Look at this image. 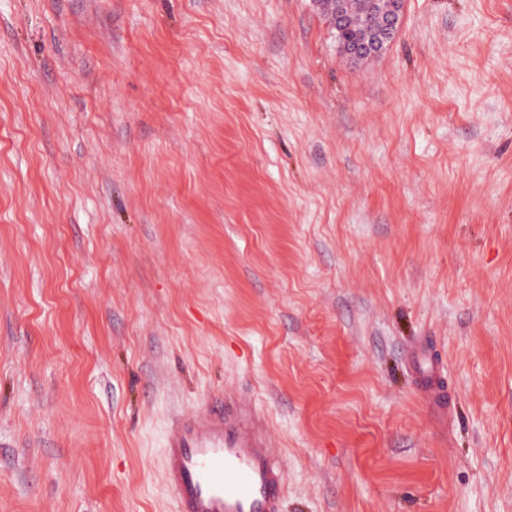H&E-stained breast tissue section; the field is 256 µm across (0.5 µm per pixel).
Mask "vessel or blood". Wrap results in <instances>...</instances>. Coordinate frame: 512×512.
Returning a JSON list of instances; mask_svg holds the SVG:
<instances>
[{"label": "vessel or blood", "mask_w": 512, "mask_h": 512, "mask_svg": "<svg viewBox=\"0 0 512 512\" xmlns=\"http://www.w3.org/2000/svg\"><path fill=\"white\" fill-rule=\"evenodd\" d=\"M419 367L429 403L445 412L442 365L423 357ZM164 476L175 512H284L286 471L249 403L216 399L176 417L166 434Z\"/></svg>", "instance_id": "b4317fda"}]
</instances>
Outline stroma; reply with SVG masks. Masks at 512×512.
<instances>
[{"instance_id":"obj_1","label":"stroma","mask_w":512,"mask_h":512,"mask_svg":"<svg viewBox=\"0 0 512 512\" xmlns=\"http://www.w3.org/2000/svg\"><path fill=\"white\" fill-rule=\"evenodd\" d=\"M215 397L286 512H512V0H0V512H174ZM369 14L377 17L371 24L350 16L346 10L349 0H314V3L326 11L334 26L348 29L336 32L342 39L355 41L344 42L340 49L350 61H360L382 53L398 36L401 30L406 0H367ZM356 33H355V32ZM425 345L418 347V356L415 364L417 367L419 359V367L426 381L425 395L431 406L439 413L446 411L448 401L444 388L443 366L431 360V362L423 355L425 353Z\"/></svg>"}]
</instances>
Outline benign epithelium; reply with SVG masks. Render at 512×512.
Listing matches in <instances>:
<instances>
[{
  "label": "benign epithelium",
  "instance_id": "benign-epithelium-1",
  "mask_svg": "<svg viewBox=\"0 0 512 512\" xmlns=\"http://www.w3.org/2000/svg\"><path fill=\"white\" fill-rule=\"evenodd\" d=\"M347 2L349 0H314L328 13L333 24L356 32L355 41L340 46L349 60L360 61L382 53L400 33L406 0H369V13L377 17L374 24L350 16Z\"/></svg>",
  "mask_w": 512,
  "mask_h": 512
}]
</instances>
